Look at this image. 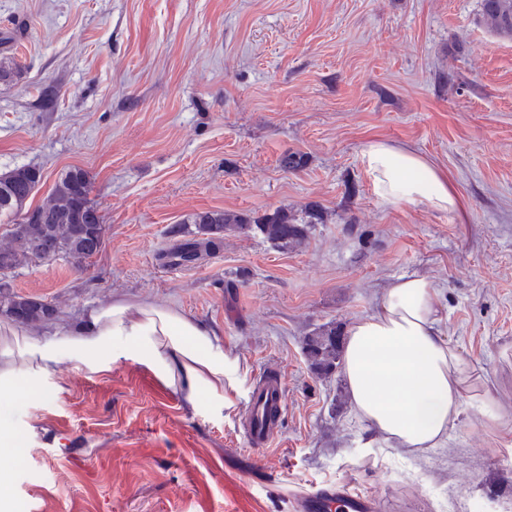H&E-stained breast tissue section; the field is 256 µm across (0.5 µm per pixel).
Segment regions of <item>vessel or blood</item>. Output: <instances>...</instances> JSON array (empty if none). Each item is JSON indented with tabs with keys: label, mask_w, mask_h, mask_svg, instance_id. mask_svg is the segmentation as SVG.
Segmentation results:
<instances>
[{
	"label": "vessel or blood",
	"mask_w": 512,
	"mask_h": 512,
	"mask_svg": "<svg viewBox=\"0 0 512 512\" xmlns=\"http://www.w3.org/2000/svg\"><path fill=\"white\" fill-rule=\"evenodd\" d=\"M285 390L278 377H260L253 388L252 397L244 414L243 437L251 448L269 447L277 435L278 420L272 410L282 409ZM301 512H371L370 498L349 490L317 491L306 494L300 502Z\"/></svg>",
	"instance_id": "b4317fda"
}]
</instances>
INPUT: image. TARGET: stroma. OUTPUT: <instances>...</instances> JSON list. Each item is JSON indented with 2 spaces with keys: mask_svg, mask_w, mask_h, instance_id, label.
<instances>
[{
  "mask_svg": "<svg viewBox=\"0 0 512 512\" xmlns=\"http://www.w3.org/2000/svg\"><path fill=\"white\" fill-rule=\"evenodd\" d=\"M480 0H0V172L41 169V204L72 168L107 227L88 269L65 259L11 279L55 317L148 298L210 328L238 363L237 407L188 403L114 347L92 371L62 359L0 394L11 460L5 512H297L304 494L350 487L374 512H512V38ZM411 149L448 176L463 214L382 205L359 153ZM304 154L292 171L281 158ZM323 223L299 248L231 232L189 266L166 264L170 229L224 210ZM441 294L444 331L499 421L466 407L443 447L376 443L342 372L319 376L304 338L373 311L393 278ZM285 389L270 448L241 421L256 380Z\"/></svg>",
  "mask_w": 512,
  "mask_h": 512,
  "instance_id": "1",
  "label": "stroma"
}]
</instances>
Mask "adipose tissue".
Returning a JSON list of instances; mask_svg holds the SVG:
<instances>
[{
  "label": "adipose tissue",
  "mask_w": 512,
  "mask_h": 512,
  "mask_svg": "<svg viewBox=\"0 0 512 512\" xmlns=\"http://www.w3.org/2000/svg\"><path fill=\"white\" fill-rule=\"evenodd\" d=\"M361 167L388 207L427 204L458 213L464 204L446 174L418 153L384 140L367 143ZM442 303L427 277L392 280L382 301L348 329L343 374L358 417L392 448L439 447L465 405L489 406L473 365L444 337ZM130 341L165 382L190 403L234 410L237 368L203 325L147 301H115L92 309L66 335L40 341L21 335L0 345V392L34 385L61 358L102 369L112 344Z\"/></svg>",
  "instance_id": "1"
}]
</instances>
